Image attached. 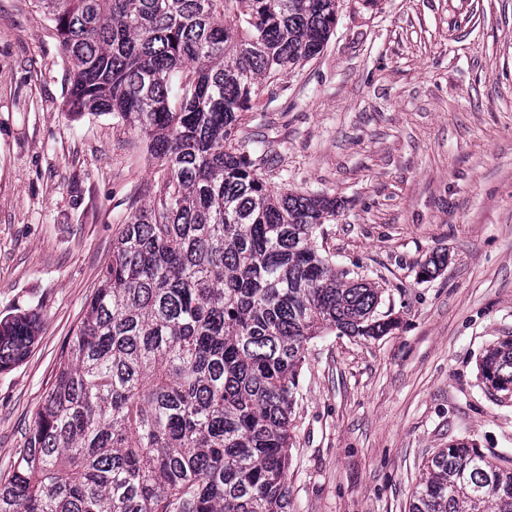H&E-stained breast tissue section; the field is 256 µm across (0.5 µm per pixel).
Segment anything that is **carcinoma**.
Here are the masks:
<instances>
[{
    "mask_svg": "<svg viewBox=\"0 0 512 512\" xmlns=\"http://www.w3.org/2000/svg\"><path fill=\"white\" fill-rule=\"evenodd\" d=\"M39 2L71 63L70 114L138 129L160 176L119 225L0 478V512H293L306 345L398 322L320 248L337 200L270 190L236 137L260 81L322 52L339 0ZM447 261L433 253L419 276ZM37 339L35 310L0 320V373ZM481 378L512 393V339L487 350ZM408 512H512V461L439 448Z\"/></svg>",
    "mask_w": 512,
    "mask_h": 512,
    "instance_id": "obj_1",
    "label": "carcinoma"
}]
</instances>
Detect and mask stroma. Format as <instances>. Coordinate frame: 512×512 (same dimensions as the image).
<instances>
[{"label": "stroma", "instance_id": "stroma-1", "mask_svg": "<svg viewBox=\"0 0 512 512\" xmlns=\"http://www.w3.org/2000/svg\"><path fill=\"white\" fill-rule=\"evenodd\" d=\"M69 62L39 0H0V319L39 338L0 373L7 474L75 334L130 196L156 169L137 129L71 118ZM275 191L338 200L336 270L400 323L311 340L288 469L295 512H408L453 440L512 457V399L479 361L512 338V0H340L314 59L262 83L238 133ZM448 255L432 279L433 252Z\"/></svg>", "mask_w": 512, "mask_h": 512}]
</instances>
